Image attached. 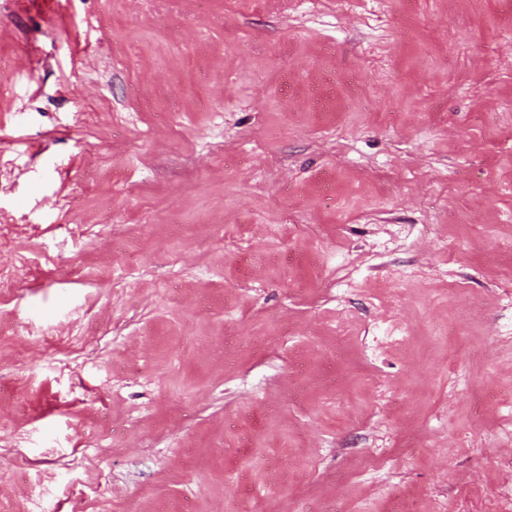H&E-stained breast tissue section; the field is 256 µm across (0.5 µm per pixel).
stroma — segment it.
Wrapping results in <instances>:
<instances>
[{"label": "stroma", "mask_w": 512, "mask_h": 512, "mask_svg": "<svg viewBox=\"0 0 512 512\" xmlns=\"http://www.w3.org/2000/svg\"><path fill=\"white\" fill-rule=\"evenodd\" d=\"M0 512H512V0H0Z\"/></svg>", "instance_id": "1"}]
</instances>
